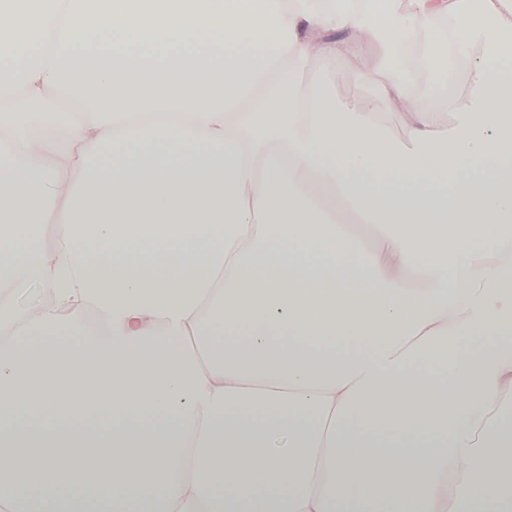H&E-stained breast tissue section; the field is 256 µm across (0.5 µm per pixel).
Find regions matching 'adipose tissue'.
Instances as JSON below:
<instances>
[{
    "mask_svg": "<svg viewBox=\"0 0 512 512\" xmlns=\"http://www.w3.org/2000/svg\"><path fill=\"white\" fill-rule=\"evenodd\" d=\"M511 223L512 0H0V512H512ZM486 44L483 42H470L466 46L457 70L448 77V93L461 95L467 87L469 66L483 57ZM308 70L318 73L328 87L335 108L350 107L357 111L371 107L377 87L369 81H356L350 64L343 61H311ZM376 124L393 140H403L408 135V125L404 116L396 112H374Z\"/></svg>",
    "mask_w": 512,
    "mask_h": 512,
    "instance_id": "adipose-tissue-1",
    "label": "adipose tissue"
}]
</instances>
